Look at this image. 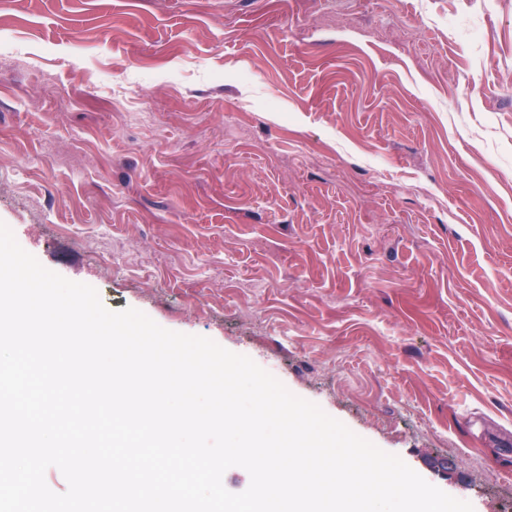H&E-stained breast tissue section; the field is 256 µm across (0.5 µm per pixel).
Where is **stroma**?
<instances>
[{"label":"stroma","mask_w":512,"mask_h":512,"mask_svg":"<svg viewBox=\"0 0 512 512\" xmlns=\"http://www.w3.org/2000/svg\"><path fill=\"white\" fill-rule=\"evenodd\" d=\"M0 222L512 512V0H0Z\"/></svg>","instance_id":"1"}]
</instances>
